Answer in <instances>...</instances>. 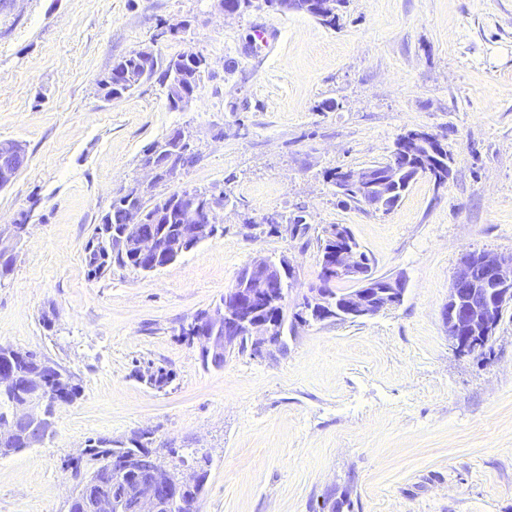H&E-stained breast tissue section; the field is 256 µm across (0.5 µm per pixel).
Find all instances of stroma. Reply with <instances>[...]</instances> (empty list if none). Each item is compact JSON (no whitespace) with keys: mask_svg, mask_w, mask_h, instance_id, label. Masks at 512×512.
<instances>
[{"mask_svg":"<svg viewBox=\"0 0 512 512\" xmlns=\"http://www.w3.org/2000/svg\"><path fill=\"white\" fill-rule=\"evenodd\" d=\"M258 26L278 37L257 52ZM143 47L207 57L189 108L170 109L154 82L104 98L113 60ZM177 126L200 152L184 187L232 200L223 236L147 276L88 277L95 226ZM409 129L452 155L445 184L419 178L387 212L342 202L328 172L387 161ZM10 140L27 164L0 190V224L29 219L0 286V344L66 368L81 393L44 444L0 456V512H69L66 462L139 432L210 457L199 512H512V305L482 355L458 354L442 317L463 255L512 253V0H348L333 28L265 8L228 18L218 0H0ZM244 212L308 231L249 230ZM333 224L375 274L404 279L400 305L204 367L180 326L258 256L289 258L288 303L301 302ZM150 364L172 372L164 390L139 378Z\"/></svg>","mask_w":512,"mask_h":512,"instance_id":"1","label":"stroma"}]
</instances>
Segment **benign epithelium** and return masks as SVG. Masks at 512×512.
<instances>
[{
	"instance_id": "1",
	"label": "benign epithelium",
	"mask_w": 512,
	"mask_h": 512,
	"mask_svg": "<svg viewBox=\"0 0 512 512\" xmlns=\"http://www.w3.org/2000/svg\"><path fill=\"white\" fill-rule=\"evenodd\" d=\"M27 158L26 149L19 141L0 142V189L9 186L15 178V167L9 163L14 158ZM143 167L147 178L136 184L142 194H153L158 184L181 183L186 169L173 161L168 165L159 160V153L149 152ZM369 177L361 171H346L336 181V188L361 187ZM391 182L389 174L371 185V195L377 205H384ZM223 193H210L207 199H193L183 207L180 220L188 226L190 234L203 241L215 239L223 224L217 215L214 200ZM149 219L147 212L130 210L127 224V250L138 263V267L153 271L169 264V259L180 253L178 245L141 231L140 225ZM27 225H0V280L6 279L11 270L8 265L14 255L18 241ZM329 251L332 256L324 259L325 275L320 283L310 289V295L296 305L295 320L301 325L321 322L329 315L319 313L316 305L326 310L335 307L340 317L351 320L370 318L389 310L403 299L405 280L401 277L374 279L364 267L355 251L353 236L341 224L330 228ZM292 276L291 266L285 256L277 260L257 257L243 269L234 286L224 292V321L233 333L216 336V325L209 317L196 318L186 329L190 338L198 341L200 351L210 357L215 348L224 346L229 351L239 346L244 339L251 342L252 350L261 354L278 346V321L258 315L262 310L270 312L286 308L288 289L281 285L284 277ZM338 278H354L359 288L343 298L340 303L332 301L327 292L328 281ZM512 304V254L495 255L472 253L463 257L453 275L448 303L443 310L448 337L460 354H473L484 348L498 324V317L507 305ZM26 393L16 404V413L23 421L34 427L29 442L35 447L44 443L48 431L46 406L52 402L63 405L69 398V388L46 385V373L39 368L24 376ZM0 390H19V376L12 367H0ZM109 469L115 474H133L134 480L119 496L105 495L96 491V483L85 479L78 482L70 509L81 508L82 512H165L180 496V491L194 481L195 474L186 472L177 477L173 469L157 464L147 471L140 470L132 459L119 454L112 455Z\"/></svg>"
}]
</instances>
